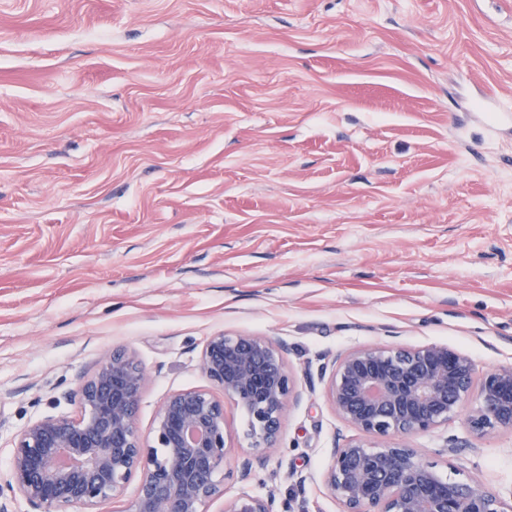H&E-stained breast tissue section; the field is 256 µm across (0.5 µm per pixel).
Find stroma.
<instances>
[{
  "mask_svg": "<svg viewBox=\"0 0 512 512\" xmlns=\"http://www.w3.org/2000/svg\"><path fill=\"white\" fill-rule=\"evenodd\" d=\"M219 332L280 345L297 396L263 454L225 401L209 512H342L327 369L354 348L512 365V0H0V476L113 349L149 435ZM407 443L512 497V432ZM225 512H277L272 496H258L242 492L225 502Z\"/></svg>",
  "mask_w": 512,
  "mask_h": 512,
  "instance_id": "obj_1",
  "label": "stroma"
}]
</instances>
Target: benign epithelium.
<instances>
[{
	"label": "benign epithelium",
	"mask_w": 512,
	"mask_h": 512,
	"mask_svg": "<svg viewBox=\"0 0 512 512\" xmlns=\"http://www.w3.org/2000/svg\"><path fill=\"white\" fill-rule=\"evenodd\" d=\"M200 365L209 387L169 396L147 442L137 422L142 364L126 349L101 355L78 386L80 416L48 415L16 435L9 474L0 478V512L16 497L28 512H95L134 477L127 512H209L223 493L231 450L224 401L214 391L247 415L252 449L267 453L296 385L280 348L248 333L209 337ZM326 396L359 432L334 450L322 477L343 512H512V499L478 481L448 480L404 442L461 413L475 435L512 431L511 365L479 375L468 355L446 345L360 347L333 364ZM224 512L276 510L272 497L242 492Z\"/></svg>",
	"instance_id": "1"
}]
</instances>
